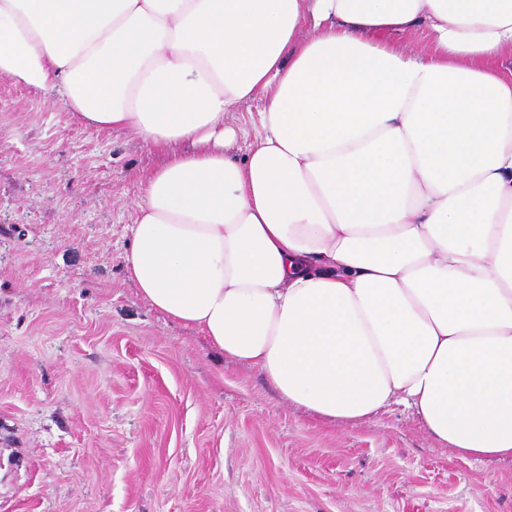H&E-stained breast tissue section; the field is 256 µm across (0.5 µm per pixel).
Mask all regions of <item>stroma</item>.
Returning <instances> with one entry per match:
<instances>
[{
	"label": "stroma",
	"instance_id": "stroma-1",
	"mask_svg": "<svg viewBox=\"0 0 512 512\" xmlns=\"http://www.w3.org/2000/svg\"><path fill=\"white\" fill-rule=\"evenodd\" d=\"M161 163L0 76V512H512V460L320 420L153 310L125 257Z\"/></svg>",
	"mask_w": 512,
	"mask_h": 512
}]
</instances>
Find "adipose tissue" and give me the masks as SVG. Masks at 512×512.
Masks as SVG:
<instances>
[{
    "mask_svg": "<svg viewBox=\"0 0 512 512\" xmlns=\"http://www.w3.org/2000/svg\"><path fill=\"white\" fill-rule=\"evenodd\" d=\"M0 76L164 155L153 309L320 419L512 459V0H0ZM261 102L254 100L250 103L243 104L237 108L234 113H230L225 118V121L231 125H246L251 134L254 133V128L259 127V115Z\"/></svg>",
    "mask_w": 512,
    "mask_h": 512,
    "instance_id": "adipose-tissue-1",
    "label": "adipose tissue"
}]
</instances>
